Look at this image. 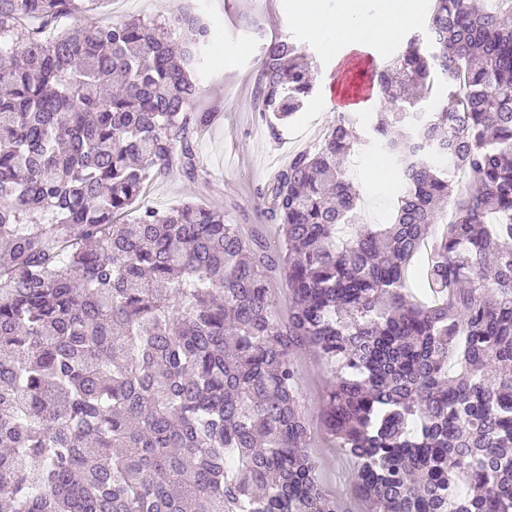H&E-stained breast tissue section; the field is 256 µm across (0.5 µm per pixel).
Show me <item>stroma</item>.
Here are the masks:
<instances>
[{
    "label": "stroma",
    "instance_id": "obj_1",
    "mask_svg": "<svg viewBox=\"0 0 512 512\" xmlns=\"http://www.w3.org/2000/svg\"><path fill=\"white\" fill-rule=\"evenodd\" d=\"M182 6L212 20L217 26L215 36L223 42L222 47H209L205 53L199 73L204 92L194 105L195 110L216 114L197 140V155L206 175L196 182L177 174L159 178L147 186L142 201L160 211L187 200L217 202L246 231L268 232L260 189L290 154L313 149L319 135L335 125L338 114L326 109V88L319 81L303 109L278 130H270L253 107L266 43L275 36L291 39L313 57L321 74L335 73L341 65L379 68L383 61L373 48L345 53L342 61H335L280 0H99L93 15L109 22L132 17L161 20L174 16ZM376 149L375 142H367L348 167V176L361 195L359 217L366 224L389 223L396 199L393 186H378L370 180L368 158ZM298 370L300 389L315 425L311 446L321 465V478L331 490L347 492L357 465L318 427L331 367L303 356Z\"/></svg>",
    "mask_w": 512,
    "mask_h": 512
}]
</instances>
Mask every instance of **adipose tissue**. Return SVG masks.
Instances as JSON below:
<instances>
[{
	"instance_id": "ef3b65f1",
	"label": "adipose tissue",
	"mask_w": 512,
	"mask_h": 512,
	"mask_svg": "<svg viewBox=\"0 0 512 512\" xmlns=\"http://www.w3.org/2000/svg\"><path fill=\"white\" fill-rule=\"evenodd\" d=\"M288 7L334 55L398 42L421 18L420 0H382L375 8L367 0H340L332 11L320 0H289Z\"/></svg>"
}]
</instances>
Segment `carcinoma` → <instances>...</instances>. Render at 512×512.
I'll return each instance as SVG.
<instances>
[{
    "label": "carcinoma",
    "instance_id": "carcinoma-1",
    "mask_svg": "<svg viewBox=\"0 0 512 512\" xmlns=\"http://www.w3.org/2000/svg\"><path fill=\"white\" fill-rule=\"evenodd\" d=\"M90 2L0 0V512H352L310 448L302 350L335 365L321 422L371 512H512V0H433L373 72L392 222L358 221L344 114L261 190L273 254L219 205H140L202 177L211 21L44 37ZM310 69L265 47L271 130Z\"/></svg>",
    "mask_w": 512,
    "mask_h": 512
}]
</instances>
